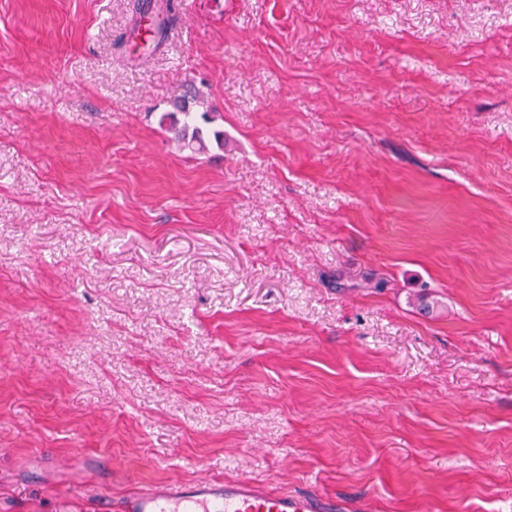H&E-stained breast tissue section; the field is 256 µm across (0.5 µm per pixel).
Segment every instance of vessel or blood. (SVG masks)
Wrapping results in <instances>:
<instances>
[{
	"label": "vessel or blood",
	"mask_w": 512,
	"mask_h": 512,
	"mask_svg": "<svg viewBox=\"0 0 512 512\" xmlns=\"http://www.w3.org/2000/svg\"><path fill=\"white\" fill-rule=\"evenodd\" d=\"M348 502L307 491L273 492L240 477L139 488L115 502L98 496V512H347Z\"/></svg>",
	"instance_id": "vessel-or-blood-1"
}]
</instances>
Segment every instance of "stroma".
Masks as SVG:
<instances>
[{"instance_id":"obj_1","label":"stroma","mask_w":512,"mask_h":512,"mask_svg":"<svg viewBox=\"0 0 512 512\" xmlns=\"http://www.w3.org/2000/svg\"><path fill=\"white\" fill-rule=\"evenodd\" d=\"M136 2L0 0V512H512V0ZM173 2L174 0H150L149 3L145 5V13L148 14L150 12L154 14L150 20L153 39L152 41H145V46L147 49L159 46L164 38L169 24L176 19L175 5ZM349 506L307 491L272 492L246 477L137 488L121 502L97 498L99 512H344Z\"/></svg>"}]
</instances>
